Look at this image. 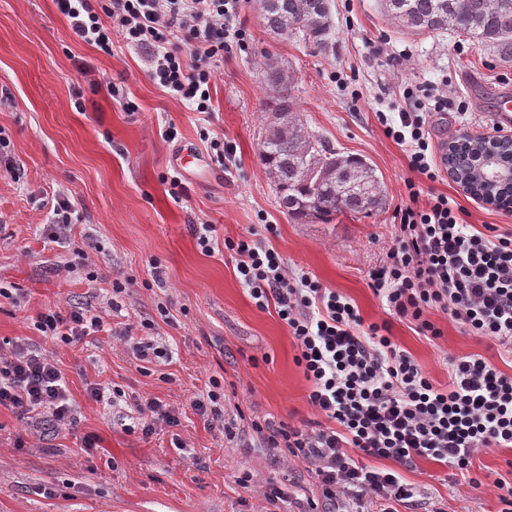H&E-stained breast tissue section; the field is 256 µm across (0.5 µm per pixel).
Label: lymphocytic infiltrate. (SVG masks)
<instances>
[{
    "instance_id": "lymphocytic-infiltrate-1",
    "label": "lymphocytic infiltrate",
    "mask_w": 512,
    "mask_h": 512,
    "mask_svg": "<svg viewBox=\"0 0 512 512\" xmlns=\"http://www.w3.org/2000/svg\"><path fill=\"white\" fill-rule=\"evenodd\" d=\"M72 32L109 55L115 39L145 50L152 81L197 112L211 109L212 70L244 29L227 20L241 0H55ZM420 94L411 89L396 116L379 113L388 138L404 147L409 168L429 181L441 170L429 142ZM397 209L398 231L369 286L391 315L433 338L441 334L431 313L447 315L468 335L494 341L512 355V233L496 225L477 229L448 195L431 194ZM225 249L255 305L274 309L293 337L294 361L309 382V405L319 420L300 424L255 420L269 448L311 466L320 499L309 512H399L418 487L404 468L425 459L466 477L470 489L479 454L512 447V374L478 354L449 360L448 383L438 385L391 336L389 322L365 323L346 296L290 274L267 238L228 240ZM44 335L64 343L104 332L98 315L71 310L40 315ZM0 405L20 417L71 424L66 381L46 354L18 345L0 354ZM130 431L149 437L180 424V412L155 398L134 401Z\"/></svg>"
}]
</instances>
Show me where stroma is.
<instances>
[{
    "label": "stroma",
    "instance_id": "35a3bbf8",
    "mask_svg": "<svg viewBox=\"0 0 512 512\" xmlns=\"http://www.w3.org/2000/svg\"><path fill=\"white\" fill-rule=\"evenodd\" d=\"M333 2L332 42L321 49L271 34L261 0H247L237 19L247 44L225 52L211 80L212 109L201 114L150 80L142 50L107 56L78 40L54 0H0V134L11 141L17 169L16 178L0 179V286L23 292L20 303L0 302V349L22 343L49 355L75 408L72 425L63 427L0 406V512H266L272 483L288 494L281 512H304L319 498L310 467L260 447L248 430L256 418L295 424L315 416L293 338L274 310L256 307L223 246L267 223L276 227L269 241L289 271L350 298L365 322L390 321L394 342L435 383L447 384L452 357L479 354L512 370L495 345L446 315L432 314L442 331L433 340L391 319L368 286L394 243L395 211L409 202L406 180L415 181L420 200L446 193L469 210L471 224L512 231V212L466 194L450 175L436 182L412 175L377 118L403 103L407 87L426 86L448 93L445 111L425 102L435 157L455 139L494 135L496 98L512 92V57L462 35L403 33L379 0ZM271 66L294 79L307 132L377 170L387 190L381 210L330 224L282 212L260 157L271 123L264 109ZM110 83L122 97L108 94ZM128 100L136 111L124 109ZM215 140L235 152L213 177ZM174 176L186 195H172ZM60 193L79 216L63 245L43 229ZM201 222L215 228L213 253L197 244L193 227ZM84 252L95 260V279L86 277ZM116 280L125 287L117 311L110 304ZM161 304L168 317L160 316ZM78 308L100 315L111 334L65 344L38 331V314ZM146 322L171 353L147 372L124 344ZM213 376L223 380L224 411L240 427L238 439H225L220 424L190 406ZM93 383L179 408L183 449L163 433L129 432L126 406L91 400ZM85 436L94 449L82 450ZM246 474L245 488L239 479ZM403 475L422 495L401 512H431L437 503L446 512L502 508L492 491L469 490L435 463L417 462Z\"/></svg>",
    "mask_w": 512,
    "mask_h": 512
}]
</instances>
